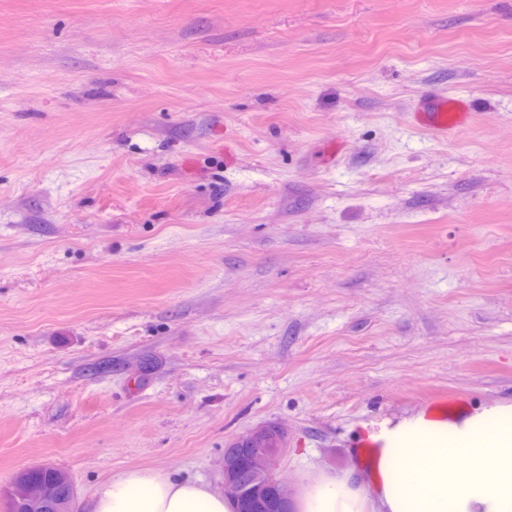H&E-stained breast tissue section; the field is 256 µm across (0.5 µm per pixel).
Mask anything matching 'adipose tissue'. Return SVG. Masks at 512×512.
<instances>
[{
  "mask_svg": "<svg viewBox=\"0 0 512 512\" xmlns=\"http://www.w3.org/2000/svg\"><path fill=\"white\" fill-rule=\"evenodd\" d=\"M370 479L349 470L311 473L292 512H512V403L434 420L425 414L383 428ZM202 482L151 468L101 483L89 512H235Z\"/></svg>",
  "mask_w": 512,
  "mask_h": 512,
  "instance_id": "adipose-tissue-1",
  "label": "adipose tissue"
}]
</instances>
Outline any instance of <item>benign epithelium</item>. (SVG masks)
<instances>
[{
  "instance_id": "obj_1",
  "label": "benign epithelium",
  "mask_w": 512,
  "mask_h": 512,
  "mask_svg": "<svg viewBox=\"0 0 512 512\" xmlns=\"http://www.w3.org/2000/svg\"><path fill=\"white\" fill-rule=\"evenodd\" d=\"M286 449V431L278 423L262 424L233 440L224 448V495L259 509L271 488L275 512H289L293 488L279 474ZM15 482L18 488L0 512H74L76 494L63 495L59 485L19 476Z\"/></svg>"
}]
</instances>
